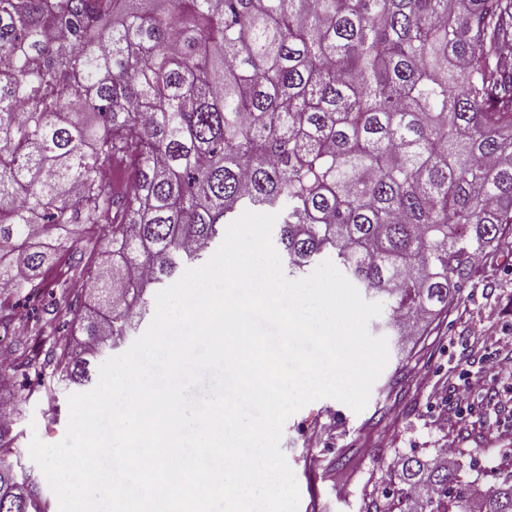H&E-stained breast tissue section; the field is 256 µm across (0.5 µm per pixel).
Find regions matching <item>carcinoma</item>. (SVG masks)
<instances>
[{"label":"carcinoma","mask_w":512,"mask_h":512,"mask_svg":"<svg viewBox=\"0 0 512 512\" xmlns=\"http://www.w3.org/2000/svg\"><path fill=\"white\" fill-rule=\"evenodd\" d=\"M96 4L0 0V292L41 302V343L0 347V512H45L3 454L22 407L89 386L238 211L277 215L292 274L335 256L401 335L512 231V0ZM115 165L129 183L101 181ZM400 465L404 512H473L453 468ZM481 512H512V472ZM184 272V271H183ZM183 272L181 273V275L183 274ZM177 277L176 279L170 281V282H167L165 285H163L162 287L160 288H152L150 290L147 291V296L146 298L148 299L149 303H148V314L145 316V318L141 321V323H139V325L137 326V329L131 333L130 336H127L124 340V342L119 345L118 347L116 348H113L112 350H107L106 353L104 355H102L101 357H99L97 359V361L95 362V365H96V378L94 380V383L90 386H88L84 391L82 392H78V393H83V392H87L89 390H91L92 388L95 387V385L97 384V381H98V377H99V365L104 361L106 360L108 357H111V356H114V355H119L121 353H123L124 351H126L130 345L133 343V341L139 337L141 334H143L145 332V330L147 329V327L149 326L153 316H154V313H155V295L158 291L170 286L171 284H173L175 281H177L180 277Z\"/></svg>","instance_id":"1"}]
</instances>
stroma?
I'll use <instances>...</instances> for the list:
<instances>
[{
	"label": "stroma",
	"instance_id": "stroma-1",
	"mask_svg": "<svg viewBox=\"0 0 512 512\" xmlns=\"http://www.w3.org/2000/svg\"><path fill=\"white\" fill-rule=\"evenodd\" d=\"M490 327L512 340V238L490 250L448 309L422 323L404 347L390 345L389 362L364 411L323 398L286 420L280 449L299 486L298 512H388L390 478L401 457L435 454L449 435L458 442L459 476L477 493L511 471L512 441L499 439L495 420L449 422L447 407L433 399L434 385L492 357L480 340ZM68 397L62 390L54 400L29 402L17 425L21 462L35 476L46 512H58L57 499L28 445L35 434L48 444L64 439ZM314 432L321 435L315 445L308 440Z\"/></svg>",
	"mask_w": 512,
	"mask_h": 512
}]
</instances>
